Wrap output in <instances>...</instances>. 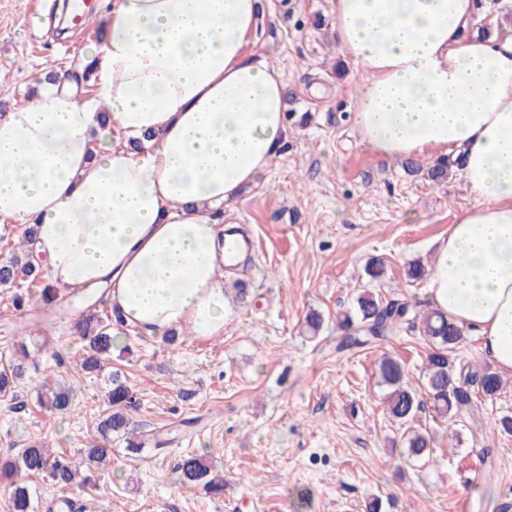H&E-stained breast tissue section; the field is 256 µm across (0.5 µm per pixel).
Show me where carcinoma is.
I'll return each mask as SVG.
<instances>
[{"label": "carcinoma", "mask_w": 512, "mask_h": 512, "mask_svg": "<svg viewBox=\"0 0 512 512\" xmlns=\"http://www.w3.org/2000/svg\"><path fill=\"white\" fill-rule=\"evenodd\" d=\"M43 270L36 266L25 251L14 249L9 260L0 263V288H18L12 295L11 304L18 311L31 300L45 306H58L63 297L49 283H44L40 294L33 297L23 291L27 284L42 278ZM74 327L85 340L81 369L95 373L112 357L115 344L113 331L123 329L121 321L112 310L98 309L92 303L83 310L72 311ZM337 327L344 331L341 346L360 348L376 340H383L403 324L419 332L431 344L427 355L425 390L436 415L445 420L462 416L472 402L467 386L476 384L486 396L495 395L502 387V378L488 370L456 368L452 358L456 346L463 339V328L433 308L417 310L408 300H384L378 293L365 290L356 299L355 309L336 316ZM30 360L26 342L14 345L9 360L0 365V398L17 399L16 382L25 375ZM381 384L386 386V410L390 417L402 424L409 422L421 407L417 391L406 381L405 369L399 360L384 356L379 361ZM109 407L96 422L98 437L95 443L83 450L80 463H75L66 452H54L34 441L17 453L0 457V483L8 485L10 512H34L33 495L28 479L42 476L62 493L83 489L91 485L96 473L107 472L112 462V437L125 441L129 452L139 453L145 442L134 432L131 413L140 407V397L127 384L120 371L109 376L107 390ZM75 394L72 387L61 381L53 384L45 381L37 390V402L41 409L54 414L68 415L74 412ZM405 453L410 458L429 457L434 452V437L428 432L415 430L404 434ZM175 482L183 489L201 488L211 495H221L224 478L213 473L206 455L192 454L180 460L175 470Z\"/></svg>", "instance_id": "obj_1"}]
</instances>
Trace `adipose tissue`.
I'll return each instance as SVG.
<instances>
[{"mask_svg": "<svg viewBox=\"0 0 512 512\" xmlns=\"http://www.w3.org/2000/svg\"><path fill=\"white\" fill-rule=\"evenodd\" d=\"M93 93L74 77L0 113V218L34 226V262L99 286L124 327L223 335L239 306L224 207L288 141L284 83L247 48L262 0H105ZM479 0H334L366 77L354 124L381 158L454 157L474 198L437 241L423 300L512 375V32L470 31Z\"/></svg>", "mask_w": 512, "mask_h": 512, "instance_id": "ef3b65f1", "label": "adipose tissue"}]
</instances>
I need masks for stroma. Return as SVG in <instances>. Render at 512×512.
Returning <instances> with one entry per match:
<instances>
[{
	"instance_id": "1",
	"label": "stroma",
	"mask_w": 512,
	"mask_h": 512,
	"mask_svg": "<svg viewBox=\"0 0 512 512\" xmlns=\"http://www.w3.org/2000/svg\"><path fill=\"white\" fill-rule=\"evenodd\" d=\"M0 0V110L30 104L49 69L83 70L106 31L103 0H87L88 27L52 26L51 0ZM265 20L248 50L283 76L288 142L268 171L224 214L247 229L251 251L233 276L248 296L223 336L189 330L173 343L128 332L113 352L140 398L138 431L169 437L165 451L130 457L112 445V475L99 512H364L372 495L396 512H494L512 503V433L494 430L512 416V376L495 396L473 393V415L454 423L422 406L403 426L385 411L382 355L402 363L414 389L425 384L429 344L412 329L363 348L344 349L338 313L369 289L385 299H420L409 261L430 264L438 237L473 202L457 168L440 182L411 174L364 144L352 114L365 78L336 40L332 0H263ZM385 263L374 281L369 260ZM319 312L317 337L306 330ZM50 344L36 353L17 389L25 409L0 400V453L43 441L78 456L107 408L104 376L79 368L84 345L72 318L41 326ZM74 384L77 413L41 409L44 378ZM434 435L429 461L403 452L405 429ZM206 452L224 473L210 497L174 483L186 455Z\"/></svg>"
}]
</instances>
